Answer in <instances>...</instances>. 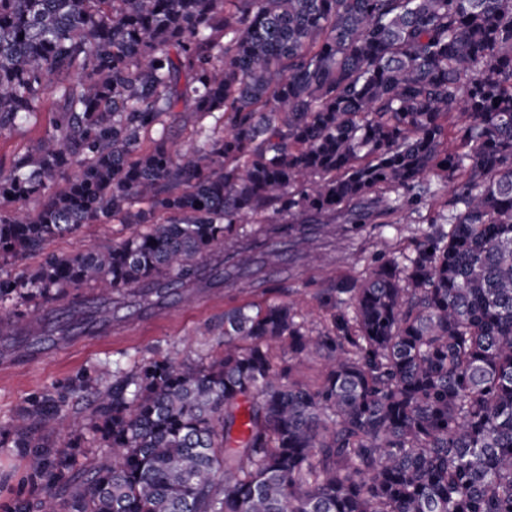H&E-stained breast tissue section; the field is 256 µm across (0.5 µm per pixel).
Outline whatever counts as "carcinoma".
I'll return each mask as SVG.
<instances>
[{"label":"carcinoma","instance_id":"1","mask_svg":"<svg viewBox=\"0 0 512 512\" xmlns=\"http://www.w3.org/2000/svg\"><path fill=\"white\" fill-rule=\"evenodd\" d=\"M45 110L0 167V302L57 305L43 336L190 303L339 216L429 214L320 283L315 323L246 301L217 359L28 399L0 429L36 490L11 512H512V0H0V134ZM111 218L142 230L45 251Z\"/></svg>","mask_w":512,"mask_h":512}]
</instances>
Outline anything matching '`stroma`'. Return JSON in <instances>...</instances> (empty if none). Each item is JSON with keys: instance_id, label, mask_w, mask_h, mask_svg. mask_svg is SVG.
Segmentation results:
<instances>
[{"instance_id": "obj_1", "label": "stroma", "mask_w": 512, "mask_h": 512, "mask_svg": "<svg viewBox=\"0 0 512 512\" xmlns=\"http://www.w3.org/2000/svg\"><path fill=\"white\" fill-rule=\"evenodd\" d=\"M426 208L402 213L397 224L381 227L360 225L350 230L336 222L332 234L316 236L307 248L324 255L320 269L306 271L301 252L262 254L258 271L240 278L238 287L213 284L200 294L194 305L183 308L168 305L154 313L123 318L114 330L99 335L77 334L60 345L42 344L28 351L19 361L0 360V428H6L24 401L49 385H63L76 375L95 377L103 368L120 364L128 368L151 358L211 357L224 348V310L249 299L265 298L268 280L279 281L289 292L310 297L316 282L348 277L362 279L375 259L392 252L396 242H408L422 226ZM131 225L118 221L90 224L73 236L53 239L48 251L70 253L89 249L105 240H118L132 233ZM32 491L25 462L14 448L0 447V512L9 509L18 495Z\"/></svg>"}]
</instances>
